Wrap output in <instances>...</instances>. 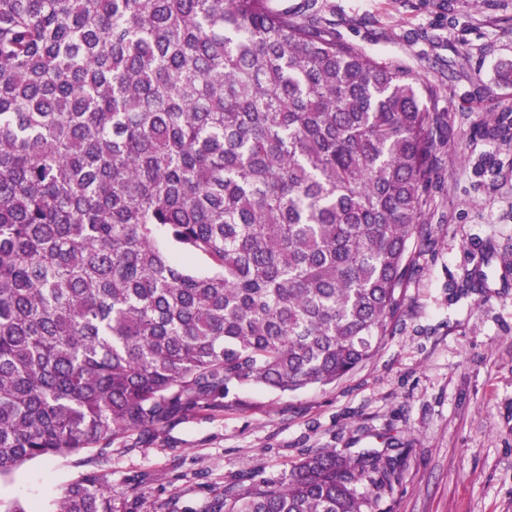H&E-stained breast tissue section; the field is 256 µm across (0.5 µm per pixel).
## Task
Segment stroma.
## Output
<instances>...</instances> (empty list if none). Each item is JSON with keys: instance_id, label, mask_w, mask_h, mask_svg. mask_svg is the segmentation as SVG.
Here are the masks:
<instances>
[{"instance_id": "1", "label": "stroma", "mask_w": 512, "mask_h": 512, "mask_svg": "<svg viewBox=\"0 0 512 512\" xmlns=\"http://www.w3.org/2000/svg\"><path fill=\"white\" fill-rule=\"evenodd\" d=\"M337 40L437 89L450 129L428 224L412 241L402 308L375 356L335 385L231 388L107 447L26 463L0 512H51L72 483L106 477L113 512H213L227 487L287 482L317 449L375 450L399 479L365 512H512V0H319ZM489 250L484 287L466 275Z\"/></svg>"}]
</instances>
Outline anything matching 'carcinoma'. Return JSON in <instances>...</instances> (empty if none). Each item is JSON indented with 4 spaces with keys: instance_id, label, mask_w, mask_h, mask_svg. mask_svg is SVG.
<instances>
[{
    "instance_id": "carcinoma-1",
    "label": "carcinoma",
    "mask_w": 512,
    "mask_h": 512,
    "mask_svg": "<svg viewBox=\"0 0 512 512\" xmlns=\"http://www.w3.org/2000/svg\"><path fill=\"white\" fill-rule=\"evenodd\" d=\"M318 0H0V480L369 362L447 143L437 91ZM321 450L224 512H364ZM54 512H112L105 482Z\"/></svg>"
}]
</instances>
